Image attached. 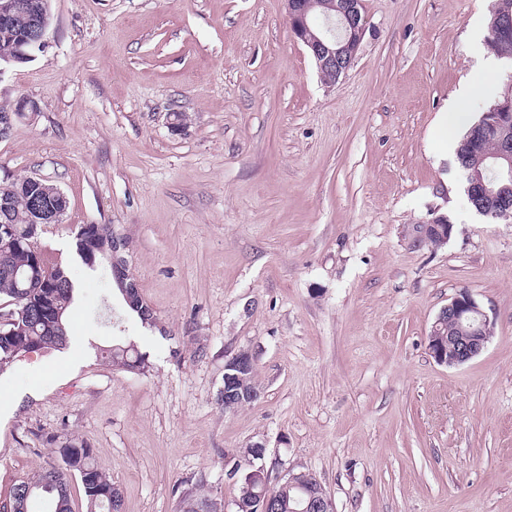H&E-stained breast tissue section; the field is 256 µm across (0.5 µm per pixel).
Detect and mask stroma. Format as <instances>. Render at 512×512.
<instances>
[{
	"mask_svg": "<svg viewBox=\"0 0 512 512\" xmlns=\"http://www.w3.org/2000/svg\"><path fill=\"white\" fill-rule=\"evenodd\" d=\"M493 3L363 0L329 82L285 0H50L44 48L0 75V108L37 107L0 141V184L66 195L40 242L68 263L82 343L0 375V505L71 439L122 512H235L255 445L270 484L311 472L335 512H512V220L470 206L434 140L463 87L472 122L512 88V62L477 59ZM438 218L447 244L417 242ZM84 224L124 239L155 326L82 263ZM462 289L494 330L445 367L428 336ZM129 342L146 373L96 356ZM242 351L258 396L228 412Z\"/></svg>",
	"mask_w": 512,
	"mask_h": 512,
	"instance_id": "1",
	"label": "stroma"
}]
</instances>
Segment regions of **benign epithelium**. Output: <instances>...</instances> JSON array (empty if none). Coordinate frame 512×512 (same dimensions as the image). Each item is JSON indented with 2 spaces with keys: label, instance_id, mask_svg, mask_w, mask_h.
<instances>
[{
  "label": "benign epithelium",
  "instance_id": "obj_1",
  "mask_svg": "<svg viewBox=\"0 0 512 512\" xmlns=\"http://www.w3.org/2000/svg\"><path fill=\"white\" fill-rule=\"evenodd\" d=\"M288 17L292 32L315 58L319 70H331L336 75H344L351 67L365 30V17L360 10L362 0H342L336 7V15L326 14L322 28L314 26L308 19L307 7L303 0H286ZM48 7L44 6L37 15L34 31L20 37L16 51L12 55L0 58V75L4 66L29 59L31 52L44 47L50 22ZM497 171L512 180V138H504L497 153L494 154ZM36 187L49 188L50 205H38L35 217L27 228V244L41 253L40 231L48 224H59L66 212L67 199L64 193L52 185L46 186L45 180L28 178ZM467 194L472 199L495 198L499 191L495 181L479 173L468 176ZM453 225L444 219L417 227L418 241L436 246L448 242ZM120 238L113 237V256L110 258L112 274L121 283L130 278L126 260L119 256ZM454 322L456 334L448 336L443 329L448 322ZM493 334V323L473 296L465 289L453 296L440 311L429 336V352L435 361L447 367L465 364L478 356ZM254 367L252 356L239 352L224 364V410L233 411L257 397V390L248 386L249 372ZM307 499L298 500L296 512H334L332 501L327 496L317 497L307 488ZM236 512H274L273 487L268 483L263 467H257L249 473L241 496L235 500Z\"/></svg>",
  "mask_w": 512,
  "mask_h": 512
}]
</instances>
